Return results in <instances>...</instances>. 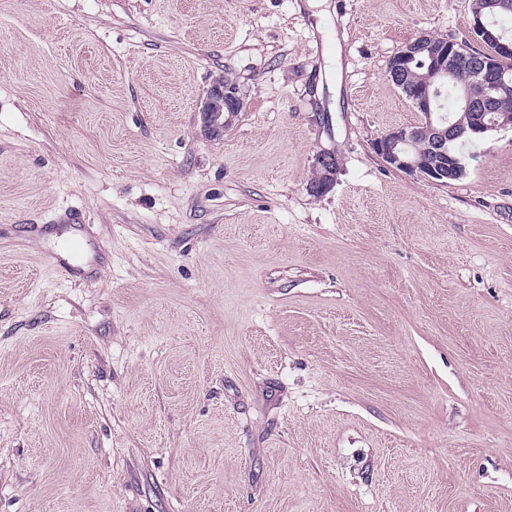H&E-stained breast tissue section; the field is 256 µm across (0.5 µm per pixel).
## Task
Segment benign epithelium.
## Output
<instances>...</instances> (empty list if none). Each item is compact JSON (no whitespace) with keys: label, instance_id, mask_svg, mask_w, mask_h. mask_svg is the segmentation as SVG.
Here are the masks:
<instances>
[{"label":"benign epithelium","instance_id":"obj_1","mask_svg":"<svg viewBox=\"0 0 512 512\" xmlns=\"http://www.w3.org/2000/svg\"><path fill=\"white\" fill-rule=\"evenodd\" d=\"M499 6V0H492L489 5L490 14H475L470 27L473 42L479 46L494 47L491 55L475 56L467 53L464 46L453 39L437 44L432 35L422 33L407 42L393 57L388 76L399 88L406 87L410 62L419 56H426L430 59V65L428 73L424 75L423 84L408 92L413 105L423 114L422 122L416 126L393 129L376 141V149L389 167L432 181L448 176L457 178L464 173V166L458 160L449 167L440 164V160L448 157V144L458 137V131L452 123L444 125V118L432 109V101L440 95L447 78L453 75L454 67L462 62L477 72L484 87L491 90L507 87L499 61L512 58V39L504 36L493 22ZM463 102L464 111L475 113V121L470 126L471 132L484 134L489 130L503 128V125L497 123L495 116L491 115V112L497 110V98L487 93L475 97L466 92ZM241 108L242 98L236 84L230 80H215L200 107L204 131L211 137L221 135L232 125ZM424 137L431 139L436 158L434 162L423 160L413 152L417 142ZM317 163L324 173V181L313 187L319 193L327 190L333 181L336 156L323 152L318 156Z\"/></svg>","mask_w":512,"mask_h":512}]
</instances>
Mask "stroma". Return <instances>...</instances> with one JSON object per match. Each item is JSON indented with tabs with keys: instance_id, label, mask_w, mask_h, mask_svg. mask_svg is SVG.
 <instances>
[{
	"instance_id": "stroma-1",
	"label": "stroma",
	"mask_w": 512,
	"mask_h": 512,
	"mask_svg": "<svg viewBox=\"0 0 512 512\" xmlns=\"http://www.w3.org/2000/svg\"><path fill=\"white\" fill-rule=\"evenodd\" d=\"M329 3L0 0V512H512V126L374 147L471 0ZM241 108L242 98L236 84L230 80H215L199 110L203 119L204 131L210 137L220 136L232 125L238 112H241ZM318 166L323 170L324 173V181L321 178L322 171L319 169V176L312 182L313 186L315 183L321 182L313 187V190L316 193L327 190L331 182L333 181L334 175L336 173V156L329 152L321 153L317 158Z\"/></svg>"
}]
</instances>
